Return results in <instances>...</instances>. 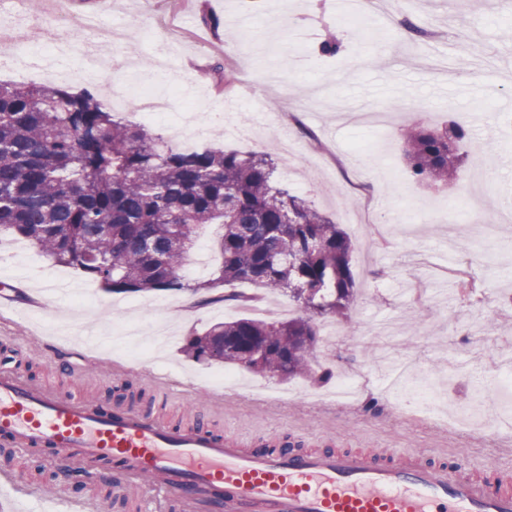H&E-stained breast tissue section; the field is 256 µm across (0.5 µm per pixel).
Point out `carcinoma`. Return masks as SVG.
Instances as JSON below:
<instances>
[{
    "label": "carcinoma",
    "mask_w": 512,
    "mask_h": 512,
    "mask_svg": "<svg viewBox=\"0 0 512 512\" xmlns=\"http://www.w3.org/2000/svg\"><path fill=\"white\" fill-rule=\"evenodd\" d=\"M329 31L317 43L336 56ZM469 130H404L412 175L433 186L459 171ZM270 154L208 146L173 148L151 128L126 125L96 95L65 86L0 83V235H19L59 265L93 274L109 293L185 291L199 303L245 307L250 298L217 285L251 283L285 293L306 316L247 317L211 325L184 353L285 379L312 375L316 316L348 313L356 283L351 239L275 180ZM207 224H220L217 276L194 285L179 267Z\"/></svg>",
    "instance_id": "cac0c4a2"
}]
</instances>
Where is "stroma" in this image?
<instances>
[{"label":"stroma","mask_w":512,"mask_h":512,"mask_svg":"<svg viewBox=\"0 0 512 512\" xmlns=\"http://www.w3.org/2000/svg\"><path fill=\"white\" fill-rule=\"evenodd\" d=\"M55 2L16 6V53L41 49L37 27L50 21ZM392 2L400 22L388 27L338 16L335 0H67L71 10L96 15L102 29L126 32L121 64L93 78L73 59L68 87L94 90L132 121L139 111L132 81L175 92L178 110L196 113L193 132L206 145L271 153L277 181L348 233L357 297L347 318L334 321L345 341L331 360L316 343L311 365L319 374L365 370L370 382L355 404L314 400L329 389L326 381L243 368L239 376L269 384L272 393L211 386L216 364L189 359L186 340L243 312L220 302L198 305L184 292L128 295L147 309L144 335L163 325L176 332L151 356L132 361L111 343L90 347L52 331L47 323L57 315L86 331L107 326L114 296L97 284L88 307L48 301L34 282L55 265L31 246L22 257L26 274L0 267V352L14 354L7 367L107 410L152 408L171 390L180 406L168 420L241 435L253 450L274 435L293 448H394L474 474L512 472V425L489 442L447 413L471 404V376L492 380L512 356V252L467 244L464 232L470 224L499 223L512 195V126L504 120L512 115V0H466L453 15L442 0ZM206 11L222 19L220 30L203 24ZM241 16L248 23L240 27ZM339 18L347 50L328 64L310 48ZM406 19L423 36L409 34ZM287 55L295 58L288 69L280 65ZM144 57L152 69H141ZM218 63L220 76L213 72ZM244 80L254 94L241 92ZM416 100L426 106L417 117L410 111ZM416 120L428 128L454 120L471 130L448 185L420 184L408 172L401 133ZM462 270L485 289L487 303L474 304L471 292L459 290ZM387 325L413 340L401 356L438 379L445 409L420 411L383 392L386 372L372 335ZM115 475L103 466L89 484L55 449H15L0 461V504L10 512H135L122 503L126 489Z\"/></svg>","instance_id":"35a3bbf8"}]
</instances>
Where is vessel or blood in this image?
I'll list each match as a JSON object with an SVG mask.
<instances>
[{
    "instance_id": "vessel-or-blood-1",
    "label": "vessel or blood",
    "mask_w": 512,
    "mask_h": 512,
    "mask_svg": "<svg viewBox=\"0 0 512 512\" xmlns=\"http://www.w3.org/2000/svg\"><path fill=\"white\" fill-rule=\"evenodd\" d=\"M54 448L90 472L109 462L143 502L183 512H512V477L471 475L428 455L269 448L241 437L65 396L0 371V442Z\"/></svg>"
}]
</instances>
